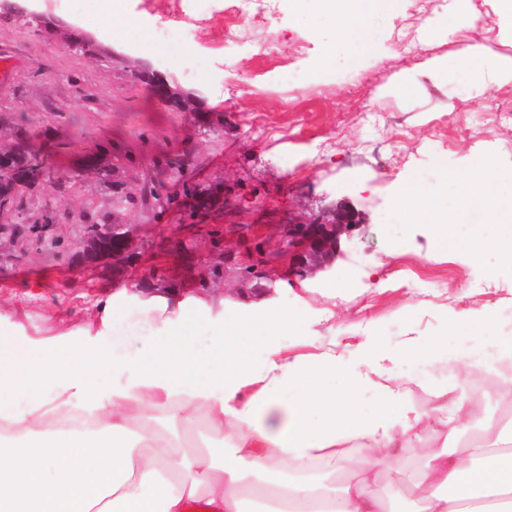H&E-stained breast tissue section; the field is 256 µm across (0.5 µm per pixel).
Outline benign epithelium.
Listing matches in <instances>:
<instances>
[{
	"mask_svg": "<svg viewBox=\"0 0 512 512\" xmlns=\"http://www.w3.org/2000/svg\"><path fill=\"white\" fill-rule=\"evenodd\" d=\"M28 149V144L15 142L0 144V181H5L8 167L5 162ZM359 222L348 211H334L331 218L313 220L303 224H282L280 233L283 247L290 257L289 274L304 279L317 269L331 265L340 244L341 236L350 234ZM85 249L82 258L87 264L109 258L112 264L125 266L131 263L136 253V238L130 224H99L95 229L82 225ZM259 259L244 260L234 254L224 253V274L237 273L245 268L253 271L250 277L251 297L265 298L272 294L273 284L261 269Z\"/></svg>",
	"mask_w": 512,
	"mask_h": 512,
	"instance_id": "obj_1",
	"label": "benign epithelium"
}]
</instances>
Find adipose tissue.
<instances>
[{"label":"adipose tissue","instance_id":"obj_1","mask_svg":"<svg viewBox=\"0 0 512 512\" xmlns=\"http://www.w3.org/2000/svg\"><path fill=\"white\" fill-rule=\"evenodd\" d=\"M326 57L359 52L375 0H321ZM417 221L447 245L456 225L471 227L472 252L512 257V173L491 160L451 180L445 192L409 182L386 217ZM92 317L52 333L29 334L21 312H0V426L30 438L0 439V512H387L376 475L365 470L332 486L297 478L301 466L346 462L360 441L377 463L397 465V442L437 430L421 450L418 485L425 512H512V448L494 425L449 454L448 443L487 365L477 344L512 358V333L489 314L448 312L446 335L408 339L405 352L382 340L362 347L353 367L335 350L298 351L304 308L259 300L228 303L136 282L96 299ZM465 360L455 386H432L416 410L398 384L400 357ZM372 391V401L362 398ZM93 429L62 427L71 409ZM258 472L245 481L244 464Z\"/></svg>","mask_w":512,"mask_h":512}]
</instances>
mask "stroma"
Masks as SVG:
<instances>
[{"mask_svg":"<svg viewBox=\"0 0 512 512\" xmlns=\"http://www.w3.org/2000/svg\"><path fill=\"white\" fill-rule=\"evenodd\" d=\"M448 0H395L375 11L368 49L337 51L325 59L327 36L298 0H275L270 28L256 32L264 66L237 72L224 0H126L124 25L111 34L83 29L71 0H0V53L13 69L0 76V143L21 138L45 148L55 163L23 210L0 212V224L52 223L61 250L29 249L15 256L0 241V306L22 307L29 332L78 324L109 287L149 281L162 291H194L202 264H222L238 248L239 228L262 239L274 282L270 302L304 307L308 349L336 343L353 360L352 345L378 336L394 348L411 336H441L447 308L492 311L512 320V264L439 246L427 225L385 223L403 186L419 181L441 191L448 180L493 160L512 170V80L484 92L459 75L427 73L429 61L477 56L512 67V16L485 0L491 24L475 23L465 5L453 31L434 22ZM167 36L158 39L157 28ZM88 50L68 45L73 32ZM193 60L195 77L183 72ZM359 77L357 89L343 83ZM176 89L161 101L155 81ZM113 164L110 179L82 170L86 150ZM154 197H146V189ZM337 208L354 210L360 231L342 238L331 268L289 281L278 227L306 222ZM133 225L139 249L132 263L104 260L84 266L78 227L89 220ZM43 275L41 295L23 284ZM332 311L323 319L321 311ZM399 383L411 402L427 409L424 384L448 385L464 373L443 375L435 360H401ZM488 371L452 446L487 421L512 424L507 393ZM421 440L399 449V463L380 468L379 488L392 512H418L414 485L424 465Z\"/></svg>","mask_w":512,"mask_h":512,"instance_id":"1","label":"stroma"}]
</instances>
